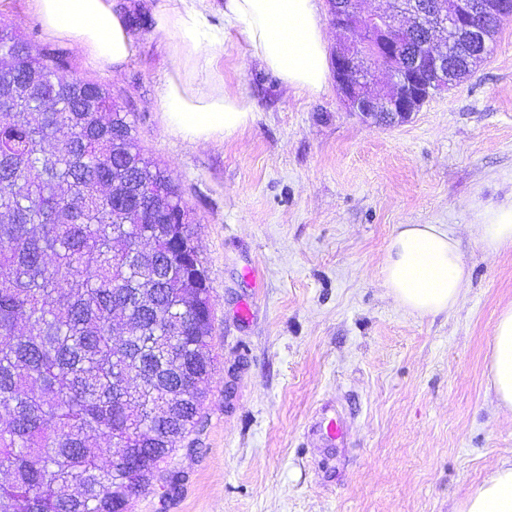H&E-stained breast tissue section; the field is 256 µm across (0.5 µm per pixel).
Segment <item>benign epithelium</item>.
<instances>
[{
  "label": "benign epithelium",
  "instance_id": "obj_1",
  "mask_svg": "<svg viewBox=\"0 0 512 512\" xmlns=\"http://www.w3.org/2000/svg\"><path fill=\"white\" fill-rule=\"evenodd\" d=\"M330 22L361 37L336 47L333 54L337 85L346 108L374 126L399 125L429 98L425 78L435 76L440 89L450 87L448 58L423 43L413 53L400 47L410 28L397 18L418 17L430 31L463 30L470 41L488 50L485 19L512 18V0H390L387 10L366 13L361 0H326ZM390 72L386 93L373 92L381 70Z\"/></svg>",
  "mask_w": 512,
  "mask_h": 512
}]
</instances>
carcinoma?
<instances>
[{
	"label": "carcinoma",
	"mask_w": 512,
	"mask_h": 512,
	"mask_svg": "<svg viewBox=\"0 0 512 512\" xmlns=\"http://www.w3.org/2000/svg\"><path fill=\"white\" fill-rule=\"evenodd\" d=\"M428 44L470 74L454 48ZM26 48L0 26V61L57 106L40 111L31 92L0 112V512H129L202 423L217 369L208 277L193 213L129 113L68 75L63 53ZM62 128L71 136L46 150ZM129 171L166 192L114 223Z\"/></svg>",
	"instance_id": "obj_1"
}]
</instances>
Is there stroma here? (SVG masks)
<instances>
[{
  "label": "stroma",
  "instance_id": "stroma-1",
  "mask_svg": "<svg viewBox=\"0 0 512 512\" xmlns=\"http://www.w3.org/2000/svg\"><path fill=\"white\" fill-rule=\"evenodd\" d=\"M121 2L137 50L106 70L49 35L33 0H0V25L109 88L194 216L218 369L201 426L131 512H458L512 458L488 368L512 246L486 251L469 231L480 209L512 204V20L467 80L392 128L349 112L336 83L289 88L231 32L219 69L256 118L194 143L163 116L177 63L151 19L166 0ZM401 224L457 235L470 277L453 311L418 315L388 296L381 269ZM325 404L348 428L333 448L311 433Z\"/></svg>",
  "mask_w": 512,
  "mask_h": 512
}]
</instances>
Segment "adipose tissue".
<instances>
[{"label":"adipose tissue","instance_id":"adipose-tissue-1","mask_svg":"<svg viewBox=\"0 0 512 512\" xmlns=\"http://www.w3.org/2000/svg\"><path fill=\"white\" fill-rule=\"evenodd\" d=\"M35 9L47 32L70 39L101 68L135 52L115 0H35ZM154 28L171 37L179 63L163 91L166 125L193 142L231 137L255 118L254 101L218 71L231 31L242 32L250 54L285 85L317 93L327 84V35L317 0H167L154 14ZM475 231L490 251L512 246V205L481 211ZM383 274L394 301L419 314L452 311L469 283L454 233L437 224L399 225ZM489 372L499 408L512 412V305L498 314ZM461 512H512V460L468 495Z\"/></svg>","mask_w":512,"mask_h":512}]
</instances>
